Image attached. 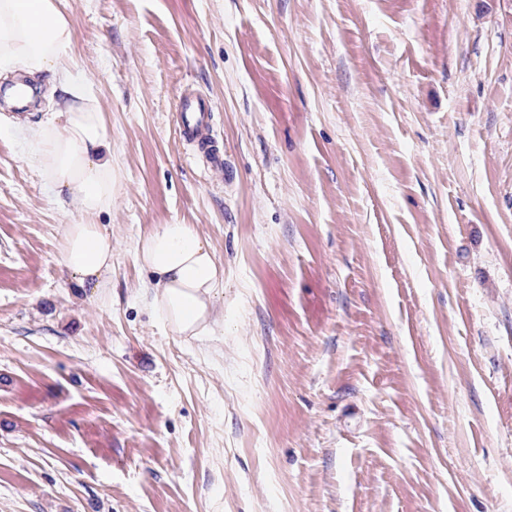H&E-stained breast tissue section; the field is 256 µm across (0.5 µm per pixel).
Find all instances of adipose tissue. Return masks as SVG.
Instances as JSON below:
<instances>
[{
	"mask_svg": "<svg viewBox=\"0 0 512 512\" xmlns=\"http://www.w3.org/2000/svg\"><path fill=\"white\" fill-rule=\"evenodd\" d=\"M61 0H0V77L46 84L51 114L32 132L38 171L78 214L62 237L61 255L75 282L101 286L112 268V237L99 218L112 208L119 176L107 126L95 99L74 74L75 29ZM151 276L150 307L172 335H211L224 268L192 224H158L135 247Z\"/></svg>",
	"mask_w": 512,
	"mask_h": 512,
	"instance_id": "adipose-tissue-1",
	"label": "adipose tissue"
}]
</instances>
